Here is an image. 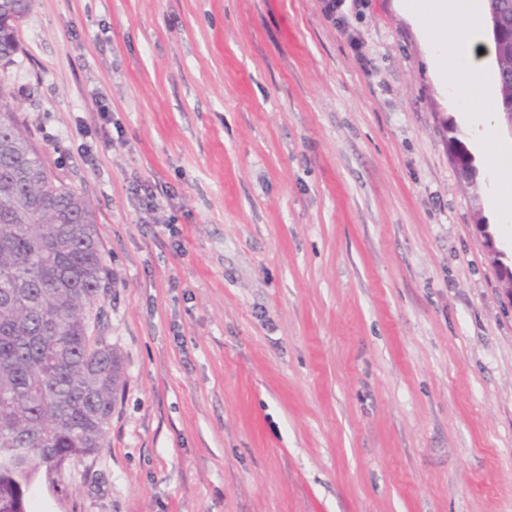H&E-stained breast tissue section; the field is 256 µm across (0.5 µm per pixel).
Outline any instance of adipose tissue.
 Instances as JSON below:
<instances>
[{"mask_svg": "<svg viewBox=\"0 0 512 512\" xmlns=\"http://www.w3.org/2000/svg\"><path fill=\"white\" fill-rule=\"evenodd\" d=\"M401 7L431 41L432 63L447 74L448 91L467 132L488 145L486 162L495 175L492 204L512 218V154L493 146L499 94L485 69L494 46L481 40L484 0H401Z\"/></svg>", "mask_w": 512, "mask_h": 512, "instance_id": "1", "label": "adipose tissue"}]
</instances>
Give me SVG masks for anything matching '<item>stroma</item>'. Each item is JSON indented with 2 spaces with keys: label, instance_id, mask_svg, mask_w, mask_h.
Masks as SVG:
<instances>
[{
  "label": "stroma",
  "instance_id": "stroma-1",
  "mask_svg": "<svg viewBox=\"0 0 512 512\" xmlns=\"http://www.w3.org/2000/svg\"><path fill=\"white\" fill-rule=\"evenodd\" d=\"M323 4L34 0L20 22L0 85L95 208L89 333L125 365L106 448L39 477L31 512H512L486 149L399 0H347L343 28Z\"/></svg>",
  "mask_w": 512,
  "mask_h": 512
}]
</instances>
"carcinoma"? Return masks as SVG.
Wrapping results in <instances>:
<instances>
[{
	"instance_id": "cac0c4a2",
	"label": "carcinoma",
	"mask_w": 512,
	"mask_h": 512,
	"mask_svg": "<svg viewBox=\"0 0 512 512\" xmlns=\"http://www.w3.org/2000/svg\"><path fill=\"white\" fill-rule=\"evenodd\" d=\"M33 0H0V61ZM494 40L499 110L512 104V0ZM96 214L54 179L0 100V512H29L38 472L106 447L121 354L89 336L107 274Z\"/></svg>"
}]
</instances>
